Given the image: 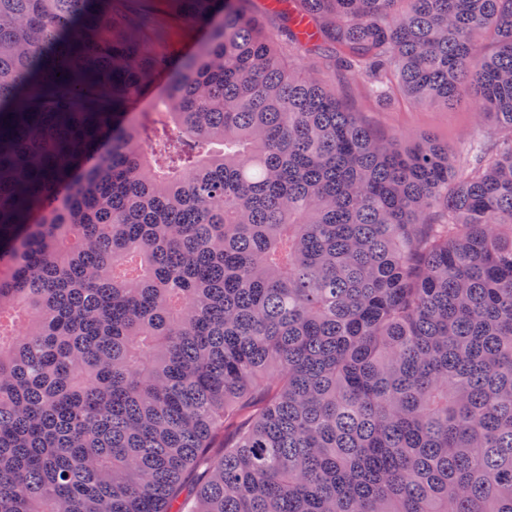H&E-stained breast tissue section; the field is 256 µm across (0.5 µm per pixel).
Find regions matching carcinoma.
<instances>
[{
    "label": "carcinoma",
    "instance_id": "1",
    "mask_svg": "<svg viewBox=\"0 0 512 512\" xmlns=\"http://www.w3.org/2000/svg\"><path fill=\"white\" fill-rule=\"evenodd\" d=\"M253 2L0 0V512H512V0ZM170 89V81L161 79L157 81L148 95L141 99L132 109L131 112H150L155 118H161L159 113L162 101L167 97ZM362 120L384 136L406 141L421 134H433L448 147L461 148L477 131L475 110L468 98L453 108L436 105L409 106L392 102H369L355 96L352 102Z\"/></svg>",
    "mask_w": 512,
    "mask_h": 512
}]
</instances>
